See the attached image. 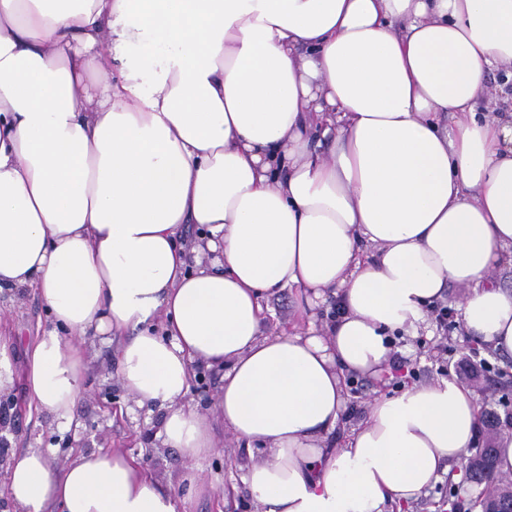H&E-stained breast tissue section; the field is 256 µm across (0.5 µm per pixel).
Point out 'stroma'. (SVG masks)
Instances as JSON below:
<instances>
[{
	"label": "stroma",
	"mask_w": 512,
	"mask_h": 512,
	"mask_svg": "<svg viewBox=\"0 0 512 512\" xmlns=\"http://www.w3.org/2000/svg\"><path fill=\"white\" fill-rule=\"evenodd\" d=\"M459 288H450L444 303L448 307V328L436 324L419 330L417 335L397 339L392 362H404L406 373L381 374L378 377L353 376L347 380L344 417L332 438L343 445L351 428L364 419L368 404L378 394H393L404 382L428 383L450 378L469 389L481 413L497 415L499 422L512 416V357H506L478 344L466 335L456 302ZM48 323L45 309L30 289L0 290V333L16 342V360L25 364L29 345ZM447 337V352H438L435 339ZM488 363L486 371L469 375L460 369L461 360ZM199 381L190 397L201 412L210 416L224 446L202 466L198 487L183 484L185 460L180 452L163 446L157 432L160 411L129 412V397L118 378V345L94 339L86 345V394L74 411L76 425L59 429L49 413L32 410L24 385L0 397V456L25 448H51L56 465H64L78 452L114 448L140 457L153 478L166 489L179 492L185 512H260L247 495L225 501L224 485L246 465L245 446L227 430L214 411L220 385L218 370L197 365ZM482 488L470 481H453L444 476L404 512H481L478 505Z\"/></svg>",
	"instance_id": "obj_1"
}]
</instances>
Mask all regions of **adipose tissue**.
Masks as SVG:
<instances>
[{"instance_id":"obj_1","label":"adipose tissue","mask_w":512,"mask_h":512,"mask_svg":"<svg viewBox=\"0 0 512 512\" xmlns=\"http://www.w3.org/2000/svg\"><path fill=\"white\" fill-rule=\"evenodd\" d=\"M512 81V0H0V287L50 323L0 396L69 427L87 337H120L119 380L194 487L220 443L215 407L259 460L225 487L262 512H399L481 429L440 378L375 396L329 439L346 378L384 370L449 286L467 336L512 356V110L479 117L488 73ZM328 142L317 152L314 142ZM218 253L190 268L177 240ZM335 297L323 331L262 333L265 304ZM14 512H182L132 456L12 453Z\"/></svg>"}]
</instances>
